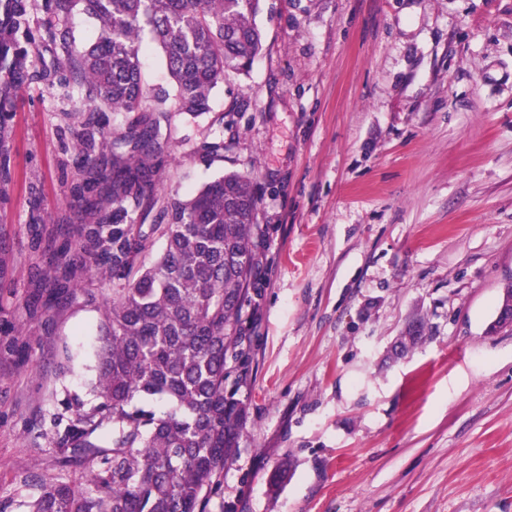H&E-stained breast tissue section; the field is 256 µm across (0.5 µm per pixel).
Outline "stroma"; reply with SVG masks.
I'll return each mask as SVG.
<instances>
[{"instance_id": "stroma-1", "label": "stroma", "mask_w": 512, "mask_h": 512, "mask_svg": "<svg viewBox=\"0 0 512 512\" xmlns=\"http://www.w3.org/2000/svg\"><path fill=\"white\" fill-rule=\"evenodd\" d=\"M249 74L172 120L159 192L250 172L263 228L239 456L211 512H512V0H261ZM14 103L0 205V503L83 483L52 434L94 405L99 305L59 300L32 209L72 217L81 117L43 78ZM224 152L200 151L215 119ZM421 321V340L395 345Z\"/></svg>"}]
</instances>
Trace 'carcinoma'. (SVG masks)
<instances>
[{
  "label": "carcinoma",
  "mask_w": 512,
  "mask_h": 512,
  "mask_svg": "<svg viewBox=\"0 0 512 512\" xmlns=\"http://www.w3.org/2000/svg\"><path fill=\"white\" fill-rule=\"evenodd\" d=\"M260 0H0V202L8 200L6 145L17 93L45 49L68 68L76 143L70 208L49 232L58 297L82 277L102 298L97 404L62 402L67 424L55 443L66 464L95 462L86 487L42 482L31 512H210L224 468L238 455L249 418L239 397L255 353L245 306L260 234L251 178L227 173L185 199L158 194L160 157L176 115L210 110L213 88L246 74L263 49ZM97 22L77 49L69 18ZM149 31L173 92L147 87L140 56ZM114 115L112 131L101 119ZM152 223H146L149 216ZM163 251L153 254L156 241Z\"/></svg>",
  "instance_id": "1"
}]
</instances>
